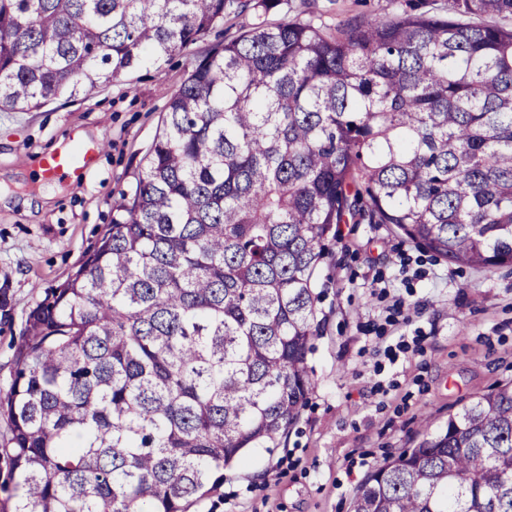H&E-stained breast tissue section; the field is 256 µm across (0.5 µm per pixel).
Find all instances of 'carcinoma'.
I'll list each match as a JSON object with an SVG mask.
<instances>
[{"label":"carcinoma","instance_id":"carcinoma-1","mask_svg":"<svg viewBox=\"0 0 512 512\" xmlns=\"http://www.w3.org/2000/svg\"><path fill=\"white\" fill-rule=\"evenodd\" d=\"M245 0H0V110L88 95ZM512 0H390L336 30L259 22L170 98L79 265L28 313L0 391V512H189L276 448L314 382L341 224L512 265ZM351 512H512V381L375 464Z\"/></svg>","mask_w":512,"mask_h":512}]
</instances>
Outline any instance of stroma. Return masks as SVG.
I'll list each match as a JSON object with an SVG mask.
<instances>
[{"label": "stroma", "instance_id": "1", "mask_svg": "<svg viewBox=\"0 0 512 512\" xmlns=\"http://www.w3.org/2000/svg\"><path fill=\"white\" fill-rule=\"evenodd\" d=\"M389 0H279L249 8L206 41L70 102L0 111V388L29 310L63 281L112 220L129 172L167 102L206 48L262 20L314 18L332 29L381 14ZM105 139L84 181L45 179L39 161L72 132ZM317 291L321 333L307 355L315 387L277 448L245 465L192 512H349L385 455L444 427L470 398L512 380V266L487 274L448 263L386 224H343Z\"/></svg>", "mask_w": 512, "mask_h": 512}]
</instances>
